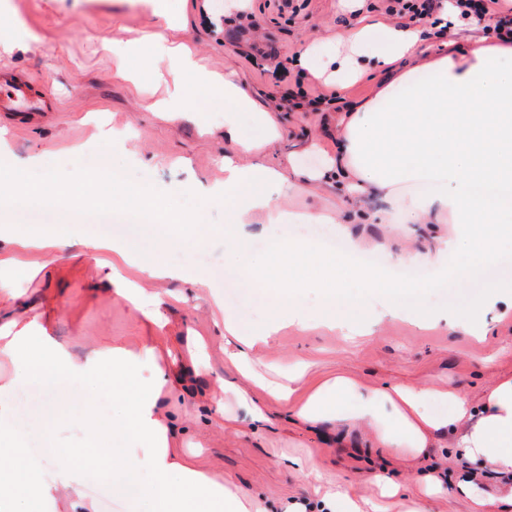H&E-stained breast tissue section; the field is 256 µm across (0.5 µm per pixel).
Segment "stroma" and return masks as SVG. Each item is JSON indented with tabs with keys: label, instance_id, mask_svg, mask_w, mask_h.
<instances>
[{
	"label": "stroma",
	"instance_id": "1",
	"mask_svg": "<svg viewBox=\"0 0 512 512\" xmlns=\"http://www.w3.org/2000/svg\"><path fill=\"white\" fill-rule=\"evenodd\" d=\"M228 0H167L169 16L178 29L166 28L138 0H0V13L19 19L23 33L32 40L28 49L5 51L0 47V85L27 82L32 95L44 104L41 112H13L0 107V128L6 132L16 167H27L32 158L44 156L65 164L73 178L98 172L104 152L97 138L98 124L128 129L131 138L126 154L115 155V169L139 175L153 191L167 198L186 224L204 225L210 235L203 268L224 308L250 333L259 331L273 313L265 289L238 272L236 252L224 242L223 203L201 204L199 186L224 181V154L231 145L224 138V108L220 93L200 89L194 109L170 122L153 112L152 103L165 96L171 76L156 77L153 59L144 47L147 34H165L168 40L190 47L199 64L214 74L237 72L251 95L273 112L281 134L268 145L264 161L276 166L294 162L307 170L318 169L335 154L338 142L332 113L293 108L286 94H300L328 85L337 98L348 101L375 99L376 83L361 80L338 88L327 62L323 77H314L298 59L305 44H316L321 56L336 49V41L365 16L394 26L408 25L405 17L387 15L381 0H364L356 9L350 0H249L243 13L225 21ZM136 44L141 48L133 64L145 76L137 85L120 76L113 44ZM85 148L84 161L67 162L70 145ZM369 211L390 210L387 201L373 196L363 199ZM391 212V223L358 224L354 233L375 241H386L385 256H392L410 240L429 241L443 230L439 224H409L400 211ZM50 281L21 280L17 286L29 301L53 298L52 336L78 355L93 339L102 344L135 347L153 333L151 323L134 316L118 299L97 292L99 276L93 265H71L53 261ZM512 280V249L493 267L470 272L463 280H451L438 288L422 290L408 298L411 311L436 307L466 309L470 301L496 281ZM167 294L172 320L166 331L169 342L186 347L191 335L210 337L205 356L210 370L201 386L235 380L237 372L224 361L222 329L207 305L195 298L180 301L175 292L182 283H155ZM487 336L476 338L462 328L444 323L420 324L407 318L385 320L369 336L351 342L323 326L283 328L268 346L258 349L262 364L288 368L295 361L309 363L311 379L346 373L363 386L387 383L429 385L450 383L471 400L481 395L502 375L512 373V307L499 306L490 315ZM27 399L18 406L13 430L31 459H38L45 443H52L67 457L65 464L42 470L48 481L60 482L77 474L85 493L94 498L98 512H148V502L137 493L146 475L131 479V492L116 494L112 481L99 469L82 467L78 455L89 444L84 415L94 409L102 416H120L122 406L108 389L75 387L56 390L51 384L32 381ZM66 398L65 419L52 436H45L41 422L52 394ZM272 426L255 432L247 425L235 430H207L213 409L205 403L173 407V415L184 425L199 430L203 444L196 457L206 470L223 474L226 481L262 497L288 504L313 499L312 482L295 461L307 453L317 457L324 479L351 486L361 496L377 497L367 483L375 471L401 483L415 495L419 482L428 475L447 476L449 483L476 482L485 492L511 484L512 477L482 468L461 457L457 449H437L430 460L420 462L380 453L374 448L341 447L326 437L288 420V410L271 404Z\"/></svg>",
	"mask_w": 512,
	"mask_h": 512
}]
</instances>
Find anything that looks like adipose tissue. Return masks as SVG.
Instances as JSON below:
<instances>
[{"label":"adipose tissue","mask_w":512,"mask_h":512,"mask_svg":"<svg viewBox=\"0 0 512 512\" xmlns=\"http://www.w3.org/2000/svg\"><path fill=\"white\" fill-rule=\"evenodd\" d=\"M370 43L377 49L367 59L363 48ZM150 48L153 59L168 61L174 74L167 98L155 103V111L180 117L190 111L196 89L223 88L224 135L236 145L237 154L224 158L223 184L200 187L199 195L206 202H226L224 222L240 259L238 271L267 289L274 308L258 333H242L232 318L225 317L224 331L236 340L228 358L242 380L221 383L218 390L202 394L215 406L211 426L235 428L244 422L254 430L264 428L270 423L267 404L273 401L288 405L294 419L306 427L344 436L361 433L372 447L402 458L424 455L435 436L449 433L466 458L480 459L497 473L512 474V376L496 381L474 404L445 384L366 388L345 374L314 382L307 377L305 362L272 374L261 372L255 350L269 345L283 327L318 323L366 336L384 320L403 316V299L418 287L323 253L309 240L280 245L275 266L259 268L239 232L256 216L270 234L288 221L289 213L281 203L286 185L295 183L306 190L332 184L352 203L380 193L395 199L407 215L447 217L448 228L435 245L412 242L393 257L398 264L418 260L431 265L437 277L430 280V287L463 279L473 269L493 264L506 244L512 243V202L506 200L512 191V42L483 38L464 49L424 26L358 28L348 50L338 56L336 81L344 86L367 74L382 76V93L389 105L380 109L368 101L351 102L337 111L340 147L317 170L260 161V153L278 135L273 115L233 77L206 71L167 39H152ZM417 67L432 70L433 80L412 82ZM184 73L193 76V83L181 81ZM402 87L407 90L403 96L398 93ZM246 114L252 116L258 135L242 132L240 119ZM241 155L253 156V163H238ZM35 165L38 178L16 171L0 180V366L25 370L21 376L0 374V434L9 432L17 409L15 394L27 381L83 387L107 372L112 377V397L121 402L123 412L110 421L91 414L87 422L93 442L105 448L93 462L111 474L114 487H123L145 472L150 479L140 495L148 500L149 512H267L251 492L225 482L222 474L200 469L185 456L181 434L170 418L174 402L200 395L188 379L201 375L198 351L207 341L196 337L194 347L187 350L167 343L160 331L168 321L151 286L174 279L200 292L208 282L199 267L149 259L148 245L164 241L201 252L208 245L207 237L172 236L169 209L138 184L115 181L101 171L74 186L43 159H36ZM414 181L427 182L429 191L402 194L401 185ZM77 198H106L112 211L130 221L147 211L156 221L145 225L139 241L85 237L75 219ZM37 207L52 208L54 223L27 224V215ZM76 239L84 249L74 254V261L94 260L104 280L120 279L114 297L157 328V335L140 351L99 345L86 356L75 355L50 336V314L30 315L29 304L13 287L15 276L49 279L51 270L43 256ZM123 268L128 269V277H120ZM353 283L375 291L378 305L364 306L361 296L349 290ZM306 288L318 289L321 313L311 314L298 306ZM509 297L512 280L492 284L475 298L465 331L485 335L488 314ZM435 401L449 403L450 412L433 413L430 405ZM112 436L127 438L134 451L109 447ZM33 469L21 454L14 455L8 467H0V512H17L19 496L36 503L60 493L66 494L72 512H97L77 479L40 482L33 479ZM320 499L318 512H382L380 500L360 498L352 489L330 483L324 484Z\"/></svg>","instance_id":"1"}]
</instances>
